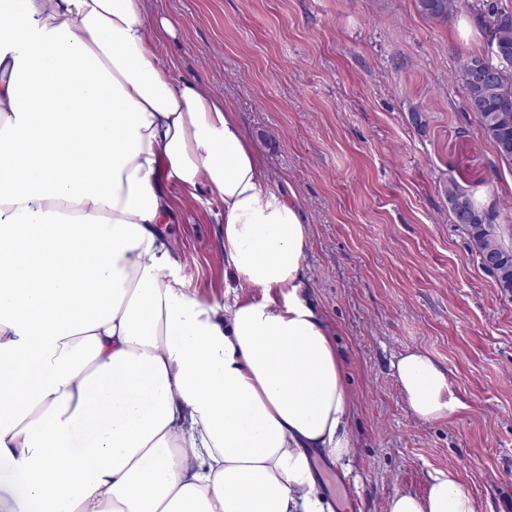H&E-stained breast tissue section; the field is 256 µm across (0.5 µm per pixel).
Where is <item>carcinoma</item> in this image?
<instances>
[{
	"label": "carcinoma",
	"instance_id": "1",
	"mask_svg": "<svg viewBox=\"0 0 512 512\" xmlns=\"http://www.w3.org/2000/svg\"><path fill=\"white\" fill-rule=\"evenodd\" d=\"M418 8L425 16L446 21L454 13V0H417ZM507 17L509 13L498 6L496 0H484L477 9L476 20L486 28L487 36L498 39L508 53L512 54V23L494 28L493 17ZM478 56L466 58L461 64L457 81L461 85L465 101L477 100L481 110L474 114L484 136L494 149L500 151L501 163L512 167V107L504 108L502 98L505 94L512 95V69L505 72L497 84L481 83L475 79L474 65ZM463 228L475 242L480 256L489 253L503 265H512V250L505 249L497 238L485 232L478 223L465 224Z\"/></svg>",
	"mask_w": 512,
	"mask_h": 512
}]
</instances>
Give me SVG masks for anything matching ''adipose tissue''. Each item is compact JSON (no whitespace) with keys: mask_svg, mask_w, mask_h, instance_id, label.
<instances>
[{"mask_svg":"<svg viewBox=\"0 0 512 512\" xmlns=\"http://www.w3.org/2000/svg\"><path fill=\"white\" fill-rule=\"evenodd\" d=\"M146 0H0V512H334L311 452L350 454L339 353L309 300L296 200L236 113L157 50ZM224 209L225 304L190 293L164 183ZM424 420L465 408L417 350ZM387 512H475L446 474Z\"/></svg>","mask_w":512,"mask_h":512,"instance_id":"adipose-tissue-1","label":"adipose tissue"}]
</instances>
